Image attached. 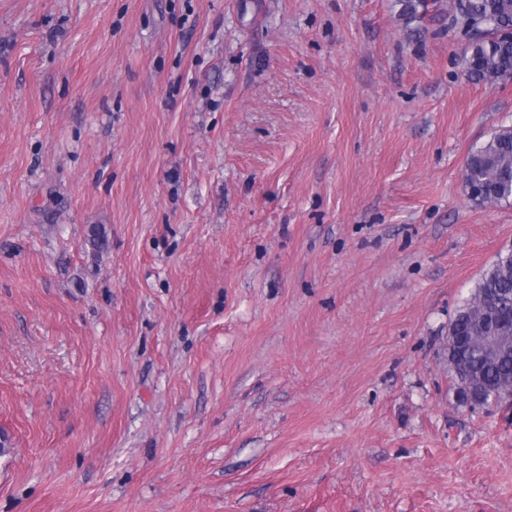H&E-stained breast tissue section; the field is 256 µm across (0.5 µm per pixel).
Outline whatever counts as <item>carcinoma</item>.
I'll return each instance as SVG.
<instances>
[{
	"label": "carcinoma",
	"instance_id": "carcinoma-1",
	"mask_svg": "<svg viewBox=\"0 0 512 512\" xmlns=\"http://www.w3.org/2000/svg\"><path fill=\"white\" fill-rule=\"evenodd\" d=\"M398 16L407 21L452 15L468 42L464 61L468 76L478 82L493 84L512 78V0H452L445 8L443 0H395ZM463 179L483 186V203L496 205L512 201V127H502L479 147L469 152L462 169ZM500 312H512V256L499 255L483 274L472 297L457 311L451 327L471 336L467 350L461 353L470 377L467 384L457 383L461 400L473 408L499 405L512 393L500 388L512 386V358L489 365L482 356V332L476 326L484 321L485 303Z\"/></svg>",
	"mask_w": 512,
	"mask_h": 512
}]
</instances>
